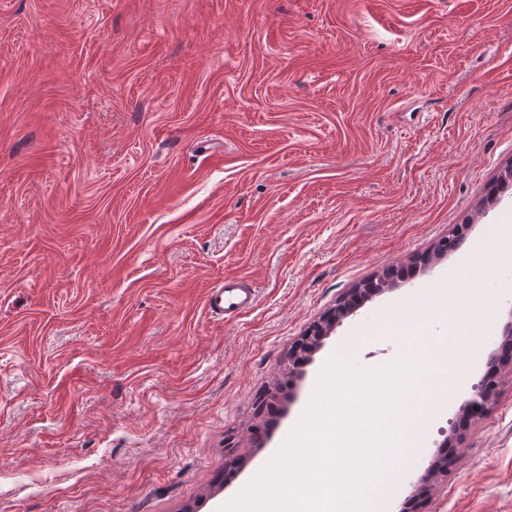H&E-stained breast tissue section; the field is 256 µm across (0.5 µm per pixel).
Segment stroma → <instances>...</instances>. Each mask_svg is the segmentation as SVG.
<instances>
[{"label": "stroma", "instance_id": "1", "mask_svg": "<svg viewBox=\"0 0 512 512\" xmlns=\"http://www.w3.org/2000/svg\"><path fill=\"white\" fill-rule=\"evenodd\" d=\"M512 0H0V512H219L332 355L473 316L451 398L382 498L404 512L512 316ZM361 305L280 394L294 341ZM227 276L255 288L212 314ZM417 512H512V362ZM244 463L224 477V448ZM208 304L215 313L233 317L254 307L255 289L236 279H224V282L209 288Z\"/></svg>", "mask_w": 512, "mask_h": 512}]
</instances>
